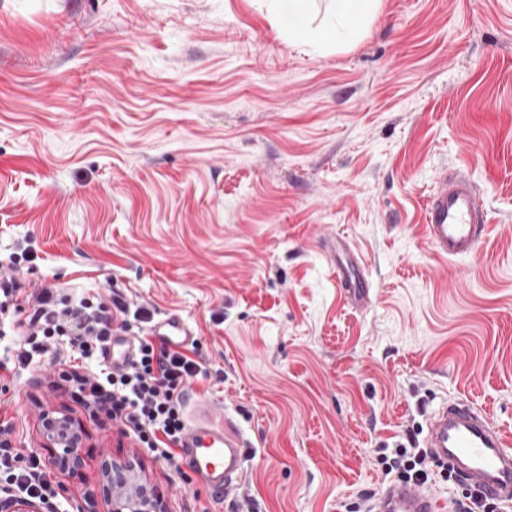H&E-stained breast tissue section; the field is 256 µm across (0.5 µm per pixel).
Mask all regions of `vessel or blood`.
I'll use <instances>...</instances> for the list:
<instances>
[{"mask_svg": "<svg viewBox=\"0 0 512 512\" xmlns=\"http://www.w3.org/2000/svg\"><path fill=\"white\" fill-rule=\"evenodd\" d=\"M487 231L482 190L460 171L440 173L425 203V232L437 253L446 258L473 255ZM336 276L338 287L358 307L368 305V289L352 279L347 267L337 265ZM152 333L172 347L188 344L193 336L175 313L154 325ZM423 445L431 461L447 466L455 480L512 512V442L485 410L450 399L428 415ZM179 456L215 494L228 497L239 489L246 448L235 427H195L182 440ZM368 512H439V503L420 485L396 479L374 493Z\"/></svg>", "mask_w": 512, "mask_h": 512, "instance_id": "obj_1", "label": "vessel or blood"}]
</instances>
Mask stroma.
Masks as SVG:
<instances>
[{"mask_svg": "<svg viewBox=\"0 0 512 512\" xmlns=\"http://www.w3.org/2000/svg\"><path fill=\"white\" fill-rule=\"evenodd\" d=\"M484 192L477 255L425 236L436 176ZM343 239L371 289L336 286ZM0 426L41 462L57 512H112L130 460L166 512H365L445 398L512 440V0H380L355 39L299 46L269 0H0ZM180 314L203 374L187 426L247 444L224 499L94 410L68 337L16 356L39 289ZM69 417L51 467L42 413ZM54 410H47L43 418V437L54 462L60 467H77L81 464L82 437L65 416H56ZM56 448L61 451L58 452Z\"/></svg>", "mask_w": 512, "mask_h": 512, "instance_id": "obj_1", "label": "stroma"}]
</instances>
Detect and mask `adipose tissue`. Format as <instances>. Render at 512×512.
I'll return each instance as SVG.
<instances>
[{
  "instance_id": "obj_1",
  "label": "adipose tissue",
  "mask_w": 512,
  "mask_h": 512,
  "mask_svg": "<svg viewBox=\"0 0 512 512\" xmlns=\"http://www.w3.org/2000/svg\"><path fill=\"white\" fill-rule=\"evenodd\" d=\"M271 2L277 23L287 31L289 41L296 44L321 42L339 28L349 32L356 31L379 7V0H332L333 24L316 29L311 25L312 0Z\"/></svg>"
}]
</instances>
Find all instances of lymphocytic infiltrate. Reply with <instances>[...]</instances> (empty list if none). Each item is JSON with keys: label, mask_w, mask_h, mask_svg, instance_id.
I'll return each instance as SVG.
<instances>
[{"label": "lymphocytic infiltrate", "mask_w": 512, "mask_h": 512, "mask_svg": "<svg viewBox=\"0 0 512 512\" xmlns=\"http://www.w3.org/2000/svg\"><path fill=\"white\" fill-rule=\"evenodd\" d=\"M34 302L26 330L28 348L18 356L22 362L31 354L49 352L60 336L72 337L82 354L103 352L112 340L116 315L129 312L127 304L120 301L112 313L83 301L69 304L51 288L42 289ZM199 370V365L183 353L157 349L151 342L142 341L127 366L106 369L96 380L81 378L78 389L88 393L111 417L125 418L133 425L140 443L160 450L162 458L168 460L172 454L166 450V443L180 442L185 430L181 390ZM381 461L386 468L418 484L430 479L428 456L421 449L399 445L382 454ZM0 478L7 487L31 498L42 499L51 492V483L36 457L20 458L5 440H0Z\"/></svg>", "instance_id": "lymphocytic-infiltrate-1"}]
</instances>
